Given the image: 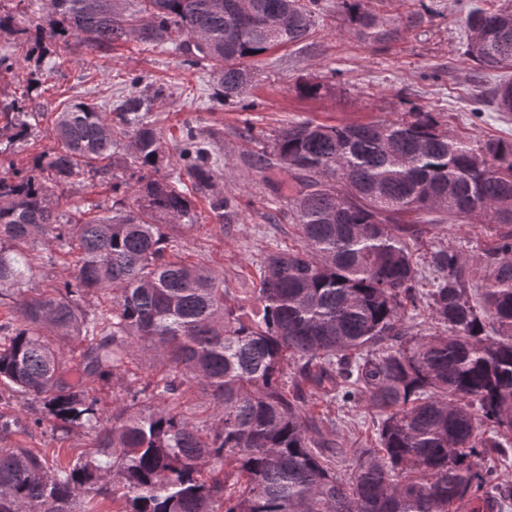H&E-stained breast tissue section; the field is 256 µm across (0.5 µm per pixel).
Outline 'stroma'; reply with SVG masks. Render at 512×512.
<instances>
[{
	"label": "stroma",
	"mask_w": 512,
	"mask_h": 512,
	"mask_svg": "<svg viewBox=\"0 0 512 512\" xmlns=\"http://www.w3.org/2000/svg\"><path fill=\"white\" fill-rule=\"evenodd\" d=\"M512 0H383L380 12L389 27L398 29L395 41L373 46L342 31L336 0H323L324 10L312 37L299 45L272 49L254 65V110L217 106L216 83L210 72L184 66L167 47L144 52L137 45L113 46L107 52L56 44L53 50L66 64L62 69L30 62L26 70L0 76V102L20 93L28 73H40L41 85L33 104L42 116L26 141L15 151L0 155V173L31 165L40 152L54 146L52 116L60 103L74 98L117 99L125 82L140 76L144 85L164 86V98L155 102L152 120L165 141L163 173L175 167L181 130L193 125L203 132L220 159L218 183L236 192L242 203L238 223L218 227L206 201L194 197L197 224L181 230L184 257L199 263L229 287L251 283L267 252L294 245L295 229L288 222L270 224V205L285 208V199H272L270 189L245 161L253 148L244 137L245 121L270 131L288 122L309 118L329 125L394 119L420 104L442 113L458 134L484 139L512 138V113L494 111L481 101L483 73L462 56L466 39L464 17L469 9L494 10ZM422 22L411 23L413 12ZM320 82L319 96L306 97L297 86L302 80ZM59 209L71 215L95 205H111L104 186L78 178L60 186ZM494 225L478 221L441 224L425 235L426 246L452 245L472 257L473 278L481 280L482 259L494 240ZM335 419L345 448L363 447L372 435L376 418L366 408L339 403L325 408ZM95 434L87 428L70 433L51 432L49 425L16 429L0 435V448H34L59 462L90 449Z\"/></svg>",
	"instance_id": "obj_1"
}]
</instances>
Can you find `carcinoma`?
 <instances>
[{"label": "carcinoma", "instance_id": "cac0c4a2", "mask_svg": "<svg viewBox=\"0 0 512 512\" xmlns=\"http://www.w3.org/2000/svg\"><path fill=\"white\" fill-rule=\"evenodd\" d=\"M343 28L381 44L398 36L370 0H337ZM48 27L31 31L0 14V74L46 43L107 51L170 44L208 69L225 105L251 108V61L307 41L321 0H45ZM462 55L482 71L512 70V5L465 18ZM112 103L65 101L57 148L0 174V387L21 393L52 430H96L95 453L67 465L31 448H0V512H76L82 494L112 497L117 512H503L512 485V140L467 139L414 106L397 119L327 125L291 122L258 136L246 161L288 175L284 217L298 244L267 254L257 281L227 288L182 259L164 228L191 227L206 197L218 224L238 199L215 181L217 158L186 126L178 175L161 173L166 146L150 120L156 88ZM34 85L0 107V154L37 121ZM512 112V78L487 88ZM140 173L136 183L117 171ZM112 179L134 198L63 218L52 186ZM477 216L498 225L479 287L462 251L427 253L430 288L415 255L429 227ZM77 253L75 276L27 293L25 253L52 244ZM112 294V308L86 297ZM430 312L414 331L405 312ZM84 344L72 365L62 344ZM154 348L165 375L126 379L136 349ZM124 382L112 415L95 386ZM198 389L213 422L198 426L173 400ZM319 397L378 415L375 446L354 450L349 474L336 423L317 421Z\"/></svg>", "mask_w": 512, "mask_h": 512}]
</instances>
